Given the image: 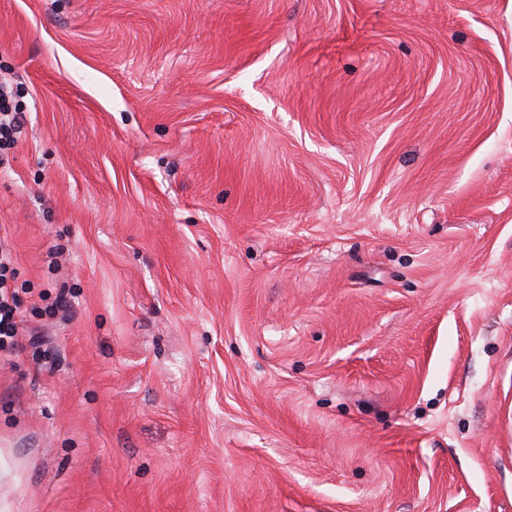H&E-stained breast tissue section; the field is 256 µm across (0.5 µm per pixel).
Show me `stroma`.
<instances>
[{
	"mask_svg": "<svg viewBox=\"0 0 512 512\" xmlns=\"http://www.w3.org/2000/svg\"><path fill=\"white\" fill-rule=\"evenodd\" d=\"M1 78L0 512H512V0H0ZM11 93L9 84L0 82V151L14 146L25 125L22 112H12L8 106ZM7 274L15 275L14 259L8 244L0 241V336L17 338L21 335L15 320L18 303Z\"/></svg>",
	"mask_w": 512,
	"mask_h": 512,
	"instance_id": "35a3bbf8",
	"label": "stroma"
}]
</instances>
